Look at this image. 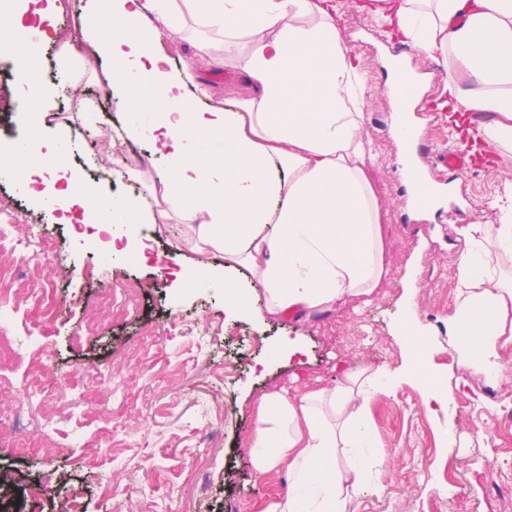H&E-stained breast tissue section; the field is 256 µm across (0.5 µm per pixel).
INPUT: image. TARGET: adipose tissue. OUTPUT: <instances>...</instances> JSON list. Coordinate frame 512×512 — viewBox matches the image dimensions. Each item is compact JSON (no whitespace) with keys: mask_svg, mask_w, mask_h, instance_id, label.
<instances>
[{"mask_svg":"<svg viewBox=\"0 0 512 512\" xmlns=\"http://www.w3.org/2000/svg\"><path fill=\"white\" fill-rule=\"evenodd\" d=\"M378 14L421 49L447 53L444 89L455 111L480 116L475 142L511 148L512 0H389ZM152 17L175 42L185 40L190 19L210 32L209 49L242 42L239 69L251 97L234 112L195 111L194 98L210 94L194 80L198 58L168 69ZM80 34L95 57L112 62L102 76L125 116V140L151 144L165 162L150 180V196L247 269L264 290L268 314L322 313L380 286L387 268L381 211L364 170L370 151L360 135V76L328 0H85ZM47 39L27 26L18 0H0V45L20 61L27 87L26 135L0 150L1 174L62 169L63 139L43 137L50 91L39 67ZM147 92L153 102L146 111ZM40 199L66 213L93 210L120 243L113 256L142 260L135 229L147 213L138 196L102 194L74 171L65 188L47 181ZM499 210L494 230L460 229L469 249L448 326L467 352L464 368L495 377L503 369L498 343L512 317V279L491 269L487 242L512 248V193ZM177 283L223 289L225 309L237 313L260 308L253 293L207 265L181 271ZM399 333L400 367L349 374L297 398L262 396L251 462L257 474L282 470L288 478L286 492L262 512H346L350 490L376 479L374 395H392L412 379L431 402L448 407L452 394L426 365L425 337L410 320ZM341 452L353 464L338 466Z\"/></svg>","mask_w":512,"mask_h":512,"instance_id":"adipose-tissue-1","label":"adipose tissue"}]
</instances>
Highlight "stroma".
I'll return each mask as SVG.
<instances>
[{
    "mask_svg": "<svg viewBox=\"0 0 512 512\" xmlns=\"http://www.w3.org/2000/svg\"><path fill=\"white\" fill-rule=\"evenodd\" d=\"M375 2L331 0L364 81L361 135L373 155L366 173L383 212L390 273L372 295L300 319L231 315L221 290L176 288L180 269L213 264L254 294L263 288L225 267L223 253L200 243L189 225L174 217L139 225L145 258L128 263L108 257L89 232L61 223L37 197L39 175L0 178V206L16 214L19 234L39 228L59 242L56 259L36 274L35 285L56 287L61 311L49 318L27 304L18 326L31 329L40 347L59 408L62 447L58 453L42 448L43 406L36 399L24 403L20 426L29 451L16 453L11 439L0 438V512H60L70 498L82 512H261L286 489L284 473L262 477L251 463L261 397L284 391L298 397L342 383L348 374L400 366L399 327L408 319L426 338L428 364L454 403L447 410L427 403L413 380L393 395L371 399L381 444L378 474L350 493L347 512H512V445L490 446L495 420L512 410V346L501 349L504 377L493 382L463 370L466 351L448 334L455 311L449 262L467 250L456 226L499 223L494 201L512 183V151L458 177L456 191L470 201L462 221L450 220L443 205L425 218L411 213L399 187L403 166L391 135L384 69L398 41L369 12ZM70 57L69 71L55 58L44 60L42 81L53 93L54 116L46 137L66 135V166L81 170L103 193L132 186L145 191V175L159 167L149 146L135 144L141 160L133 165L119 140L100 154L87 151V137L108 126L114 108L98 80L102 65L89 61L86 43L76 41ZM224 57L222 65L199 62L196 79L212 94L198 101V109H229L247 96L236 67L241 48H227ZM406 60L427 73L414 113L419 138L432 147L459 143L466 128L436 108L446 76L441 53L415 46ZM15 65L0 48V148L24 133L17 105L25 90L9 76ZM175 250L181 253L177 264L169 259ZM119 283L136 289L128 309L85 334L99 294ZM283 342L300 345L303 355L270 358V349ZM91 365L100 375L88 373ZM447 429L455 434L450 451Z\"/></svg>",
    "mask_w": 512,
    "mask_h": 512,
    "instance_id": "stroma-1",
    "label": "stroma"
}]
</instances>
